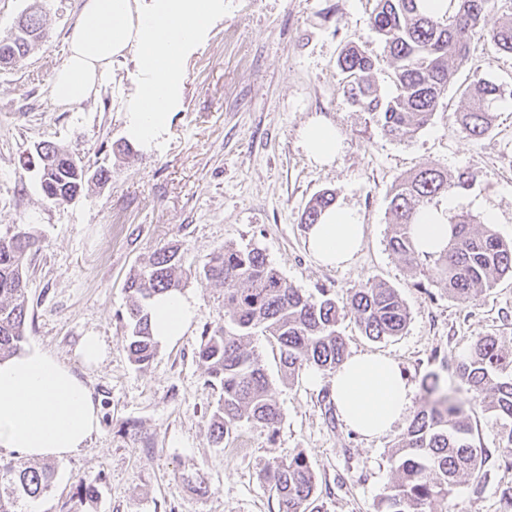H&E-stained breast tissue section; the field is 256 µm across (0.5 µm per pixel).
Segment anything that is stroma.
Instances as JSON below:
<instances>
[{"instance_id": "obj_1", "label": "stroma", "mask_w": 512, "mask_h": 512, "mask_svg": "<svg viewBox=\"0 0 512 512\" xmlns=\"http://www.w3.org/2000/svg\"><path fill=\"white\" fill-rule=\"evenodd\" d=\"M42 2L46 41L20 63L0 67V234L17 224L39 237L40 249L28 256L24 346L53 354L86 382L99 405L100 429L80 454L51 458L52 486L29 512H278L263 472L298 453L316 473L326 512H377L395 478L390 456L405 423L377 439L354 434L332 400L331 371L307 366L293 380L282 379L277 345L259 336L253 346L280 421L272 432L241 422L215 445L208 410L217 395L196 350L203 330L224 322L223 285L187 280L184 292L195 301L196 317L142 368L125 350L124 284L170 243L197 268L227 245L260 248L288 283L326 290L340 304L352 289L380 281L398 291L409 322L402 334L373 341L352 315L342 316L337 329L349 353L394 359L416 407L430 373L458 384L455 365L473 338L497 336L512 349V277L470 304L458 303L432 277L430 262L412 269L389 250L388 202L395 182L410 172H464L471 186L458 194L455 213L481 222L493 209L494 231L512 240V55L474 40L431 121L399 141L344 94L337 68L342 47L357 43L377 58L381 90L393 92L383 45L368 25L374 0H224L223 20L187 61L162 149L135 144L118 155L135 60L114 64L86 101L55 103L51 80L81 0ZM477 79L499 86L501 106L492 130L468 139L454 114L462 88ZM317 116L343 137L329 166L313 163L299 141L300 129ZM43 142L68 148L90 168H108L109 181L70 202L47 200L36 169L20 163ZM325 189L335 191L337 204L356 209L366 226L362 249L338 268L314 260L301 222L310 199ZM89 333L107 346L92 366L77 353ZM471 422L488 458L453 487L448 505L451 512H500V490L512 486V469L497 462L501 422L481 405ZM197 473L208 493L190 483ZM93 479L100 498L90 507L79 502L76 487Z\"/></svg>"}]
</instances>
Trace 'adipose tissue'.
I'll return each instance as SVG.
<instances>
[{
  "label": "adipose tissue",
  "mask_w": 512,
  "mask_h": 512,
  "mask_svg": "<svg viewBox=\"0 0 512 512\" xmlns=\"http://www.w3.org/2000/svg\"><path fill=\"white\" fill-rule=\"evenodd\" d=\"M223 16L224 0H82L51 97L64 105L86 100L113 61L134 52L136 91L127 104L126 132L143 148L159 147L180 99L186 63ZM299 136L319 165L331 164L342 149L339 130L321 117L311 119ZM456 203L452 196L417 214L411 234L419 250L444 248L451 232L448 210ZM364 235L358 212L334 205L310 227L308 248L320 264L342 266L360 250ZM195 315L188 296H158L151 320L156 341L175 342ZM331 389L345 424L366 438L385 434L411 406L412 390L398 364L376 354L347 358L334 372ZM99 429L90 389L55 356L34 347L0 362V449L25 459L74 455Z\"/></svg>",
  "instance_id": "1"
}]
</instances>
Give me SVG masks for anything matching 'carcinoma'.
Listing matches in <instances>:
<instances>
[{
	"label": "carcinoma",
	"instance_id": "carcinoma-1",
	"mask_svg": "<svg viewBox=\"0 0 512 512\" xmlns=\"http://www.w3.org/2000/svg\"><path fill=\"white\" fill-rule=\"evenodd\" d=\"M374 2L369 26L383 43L395 95L381 96L374 81L376 61L357 45L343 47L337 67L349 97L378 118L392 139L408 138L429 122L458 68L467 62L475 37L486 39L497 52L512 54V15L483 31L482 21L494 11L497 0H447V9L437 15L421 12L420 0ZM24 23L28 37L14 31L0 38V45H11L15 63L45 38L41 8L26 14ZM500 96L499 87L488 80L465 86L464 107L455 113V121L466 137L477 139L491 130ZM35 152L40 187L49 199L71 200L86 184L108 179L106 170L89 171L62 147L40 144ZM469 187V177L463 173L452 177L424 168L399 179L389 202V249L410 268L417 267L422 257L432 261L437 281L461 304L473 302L498 279L512 276V242L476 225L471 215L459 214L443 251L424 255L417 251L410 229L417 213L434 197ZM335 202L331 190L317 194L304 209L301 223H317ZM37 245L29 231L0 234V361L23 349L29 312L26 260ZM193 274L224 285V325L204 330L197 351L207 383L219 390L210 410L212 442L224 443L242 421L275 429L280 410L260 354L248 348L250 339L260 332L278 345L284 378L295 377L304 366L334 370L347 357V344L336 331L339 305L324 293L316 297L289 284L257 247L220 248L210 254L202 270L193 272L185 267L177 247L163 245L145 266L130 274L125 285L130 294L126 348L134 364L146 366L155 355L151 300L180 291ZM348 306L365 336L374 341L397 336L406 328L407 308L397 290L384 283L368 281L354 289ZM456 373L467 399L457 397L452 388L443 392L438 374H431L424 405L395 445L392 461L397 478L381 497L377 512H448L450 488L483 463V450L474 443L466 410L478 402L503 420L500 457L506 468H512V351L505 350L497 336H477L457 362ZM53 478L54 468L47 463L0 465V512H27L26 504L46 493ZM264 478L277 496L279 512H324L316 494V475L303 455L268 465ZM77 495L84 504L96 502L97 483L80 484Z\"/></svg>",
	"mask_w": 512,
	"mask_h": 512
}]
</instances>
